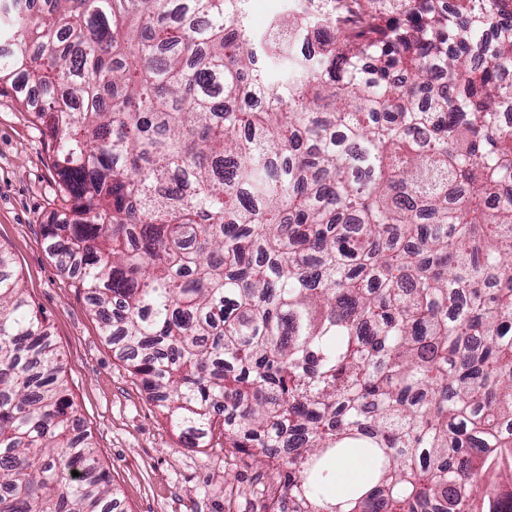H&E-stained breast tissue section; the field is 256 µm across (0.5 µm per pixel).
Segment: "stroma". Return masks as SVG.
<instances>
[{"mask_svg":"<svg viewBox=\"0 0 512 512\" xmlns=\"http://www.w3.org/2000/svg\"><path fill=\"white\" fill-rule=\"evenodd\" d=\"M48 141L25 103L0 94V247L60 350L78 414L125 512H262L257 467L238 465L228 482L211 449L186 447L59 270L42 231L65 206Z\"/></svg>","mask_w":512,"mask_h":512,"instance_id":"stroma-1","label":"stroma"}]
</instances>
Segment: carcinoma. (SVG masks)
I'll list each match as a JSON object with an SVG mask.
<instances>
[{"label": "carcinoma", "instance_id": "obj_1", "mask_svg": "<svg viewBox=\"0 0 512 512\" xmlns=\"http://www.w3.org/2000/svg\"><path fill=\"white\" fill-rule=\"evenodd\" d=\"M0 0L44 237L190 448L264 512L512 502V0ZM0 248V512H117ZM357 451L365 489L327 469ZM78 475H72V472ZM286 0H248V22L255 31L264 30L266 24L275 16L282 15L287 7Z\"/></svg>", "mask_w": 512, "mask_h": 512}]
</instances>
